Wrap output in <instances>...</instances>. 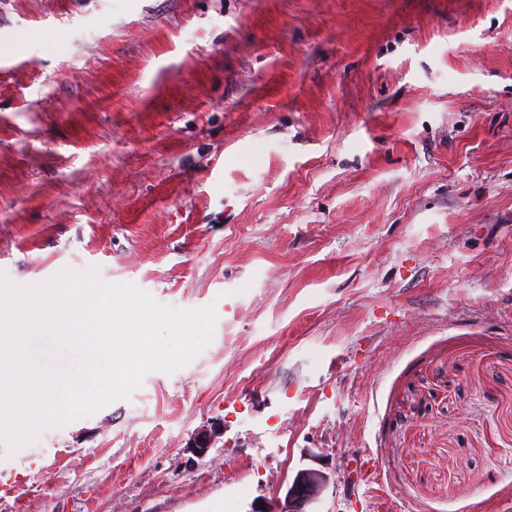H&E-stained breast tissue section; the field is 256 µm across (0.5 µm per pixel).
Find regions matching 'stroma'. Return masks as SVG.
I'll use <instances>...</instances> for the list:
<instances>
[{
  "instance_id": "obj_1",
  "label": "stroma",
  "mask_w": 512,
  "mask_h": 512,
  "mask_svg": "<svg viewBox=\"0 0 512 512\" xmlns=\"http://www.w3.org/2000/svg\"><path fill=\"white\" fill-rule=\"evenodd\" d=\"M92 267L212 339L0 512H512V0H0V274ZM328 480V475L322 470L300 469L282 495L278 492L272 499L256 503L250 512H314L307 507L315 502Z\"/></svg>"
}]
</instances>
